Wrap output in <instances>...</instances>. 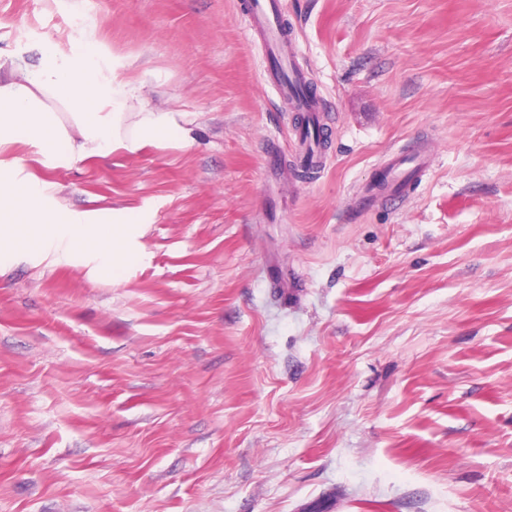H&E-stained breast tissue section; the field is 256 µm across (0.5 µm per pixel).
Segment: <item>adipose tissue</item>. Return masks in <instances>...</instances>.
<instances>
[{
	"mask_svg": "<svg viewBox=\"0 0 512 512\" xmlns=\"http://www.w3.org/2000/svg\"><path fill=\"white\" fill-rule=\"evenodd\" d=\"M177 126L174 113L149 108L139 85L106 65L95 38L66 52L46 42L35 63L0 54V257L77 261L108 280L138 261L141 219L104 224L93 214H72L59 205L54 184L21 178V159L5 154L22 142L44 161L105 159L165 141Z\"/></svg>",
	"mask_w": 512,
	"mask_h": 512,
	"instance_id": "1",
	"label": "adipose tissue"
}]
</instances>
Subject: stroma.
<instances>
[{
	"label": "stroma",
	"instance_id": "35a3bbf8",
	"mask_svg": "<svg viewBox=\"0 0 512 512\" xmlns=\"http://www.w3.org/2000/svg\"><path fill=\"white\" fill-rule=\"evenodd\" d=\"M79 14L192 141L18 147L151 221L112 281L0 264V512H512V0H280L307 171L245 0H0V52ZM422 160L416 161L408 159L404 156L398 161L390 164L383 171L385 183L393 190H400L405 183L415 174V172L424 166Z\"/></svg>",
	"mask_w": 512,
	"mask_h": 512
}]
</instances>
